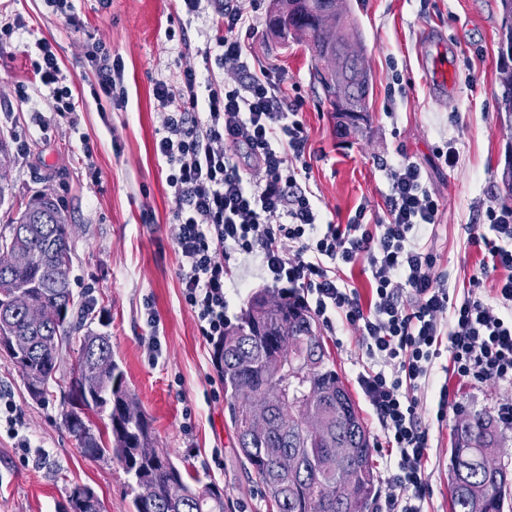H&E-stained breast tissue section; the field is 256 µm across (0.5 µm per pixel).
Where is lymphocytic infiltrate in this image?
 Masks as SVG:
<instances>
[{"label":"lymphocytic infiltrate","mask_w":512,"mask_h":512,"mask_svg":"<svg viewBox=\"0 0 512 512\" xmlns=\"http://www.w3.org/2000/svg\"><path fill=\"white\" fill-rule=\"evenodd\" d=\"M183 3L190 16L209 5L223 25L215 54L203 56L214 71L203 75L189 63L175 82L154 86L155 153L176 202L171 227L184 301L203 337L223 335L230 322L225 288L236 280L227 261L233 252L244 274L298 295L327 328L354 329L365 357L356 382L388 456L376 512H426L431 445L423 414L436 370L512 387V207L489 202V233L470 238L501 274L488 299L478 292L479 279L454 297L436 277L437 256L425 236L439 201L415 163L389 167L382 213L370 216L361 207L349 223L321 222L303 160V102L273 82L267 67L249 65L254 20L232 0ZM38 48L34 80L51 89L58 115L76 112L80 104L63 88L50 46ZM85 58L95 76L94 102L127 103L123 64L107 43L90 38ZM221 71L228 80L218 79ZM362 262L372 290L366 304L339 275Z\"/></svg>","instance_id":"f902f5d3"}]
</instances>
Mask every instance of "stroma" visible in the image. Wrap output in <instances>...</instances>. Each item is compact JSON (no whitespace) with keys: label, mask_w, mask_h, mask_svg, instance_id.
<instances>
[{"label":"stroma","mask_w":512,"mask_h":512,"mask_svg":"<svg viewBox=\"0 0 512 512\" xmlns=\"http://www.w3.org/2000/svg\"><path fill=\"white\" fill-rule=\"evenodd\" d=\"M82 22L74 28L43 0H0V20L11 35L0 41V134L12 145L9 196L26 205L35 192L62 199L73 229L72 277L91 313L90 329L112 340L129 389L150 418L156 445L202 482L223 487L225 512H269L260 484L245 470L213 363L177 278L171 236L176 202L153 144L160 126L156 81L176 80L187 59L167 29L185 23L193 49L211 46L213 13L187 17L181 0H73ZM356 20L373 78L367 122L339 131L311 80L306 43L275 37L267 26L274 0H239L258 32L248 61L269 67L277 82L301 97L308 136L310 180L324 219L338 224L358 206L374 214L389 191L386 164H418L440 203L429 247L436 274L461 291L479 278L481 296H494L499 272L484 268L470 237L484 222L489 200H502L501 174L512 161V119L496 97L499 0H346ZM92 36L104 39L124 64L128 102L100 111L91 98L93 75L83 54ZM50 44L73 97L83 108L59 117L47 88L32 81L37 43ZM452 64L455 82L440 89L425 78L435 61ZM22 93H15V86ZM25 141L26 151L15 147ZM458 161L446 167L443 149ZM158 326L150 328L148 314ZM156 334L160 349L146 340ZM329 363L344 381L372 442L380 431L356 376L363 366L353 330L321 333ZM463 404L461 414H496L512 389L492 381L458 384L436 372ZM0 396L17 408L18 434L0 421V512H70L73 485L94 488L104 512H132L134 485L121 466L84 457L62 424V391L45 402L30 399L20 374L0 354ZM458 415L437 421L426 413L433 460L428 469V512H448L450 448ZM27 447H20V439Z\"/></svg>","instance_id":"stroma-1"}]
</instances>
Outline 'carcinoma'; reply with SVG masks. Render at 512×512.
<instances>
[{"instance_id":"obj_1","label":"carcinoma","mask_w":512,"mask_h":512,"mask_svg":"<svg viewBox=\"0 0 512 512\" xmlns=\"http://www.w3.org/2000/svg\"><path fill=\"white\" fill-rule=\"evenodd\" d=\"M268 26L279 37L308 38L314 61L313 80L334 112L336 122L364 121L372 91L369 68L359 77L358 112H338L341 88L336 84V57L342 50L337 34L356 30L343 0H275ZM502 88L498 110L512 112V77L498 71ZM8 161L0 138V206L8 202ZM11 247L24 262L0 269V337L16 340L18 350L3 353L18 368L31 399L44 401L53 389L68 387L62 423L81 452L107 458L131 477L138 493L134 512H224V490L200 484L156 447L150 419L126 385L114 359L110 336L86 328L90 308L72 286L68 218L62 200L40 194L0 231V248ZM24 293L38 304L63 311L58 321L30 326L12 304ZM288 339L295 357L288 374L266 361ZM78 358L66 365L65 353ZM214 365L224 381L229 421L248 471L264 488L273 512H372L380 489L372 464L370 434L336 370L326 365V350L311 313L288 295L273 290L250 297L238 323L213 341ZM265 400L268 425L254 430L243 413L240 386ZM106 415L105 430L91 414ZM503 451L494 418L474 414L455 428L449 473L450 512H502L508 472L493 467ZM296 461L293 471H279V457Z\"/></svg>"}]
</instances>
